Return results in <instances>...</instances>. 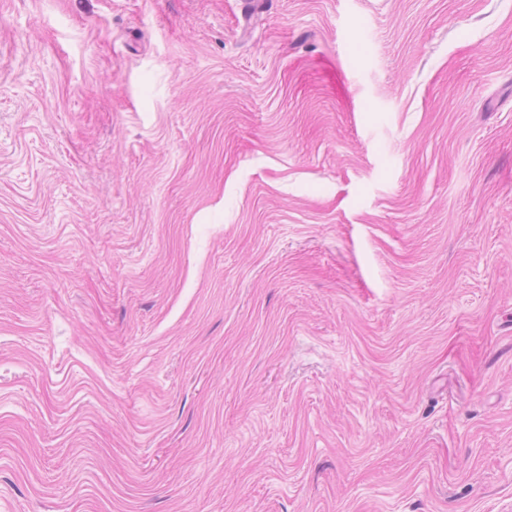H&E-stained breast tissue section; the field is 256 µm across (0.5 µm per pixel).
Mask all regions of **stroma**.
Returning a JSON list of instances; mask_svg holds the SVG:
<instances>
[{
    "label": "stroma",
    "mask_w": 512,
    "mask_h": 512,
    "mask_svg": "<svg viewBox=\"0 0 512 512\" xmlns=\"http://www.w3.org/2000/svg\"><path fill=\"white\" fill-rule=\"evenodd\" d=\"M0 512H512V0H0Z\"/></svg>",
    "instance_id": "stroma-1"
}]
</instances>
